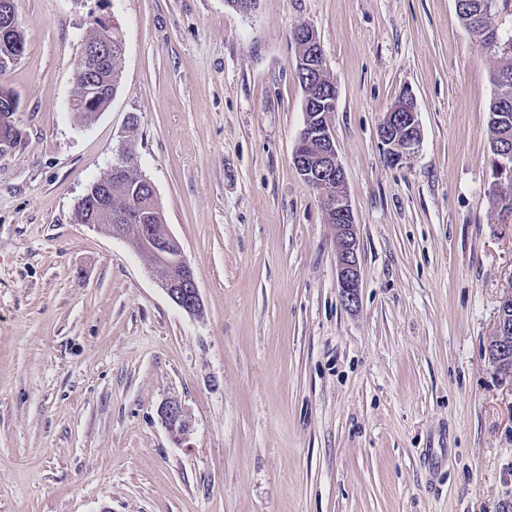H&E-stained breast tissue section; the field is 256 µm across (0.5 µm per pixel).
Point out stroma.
<instances>
[{"label":"stroma","mask_w":512,"mask_h":512,"mask_svg":"<svg viewBox=\"0 0 512 512\" xmlns=\"http://www.w3.org/2000/svg\"><path fill=\"white\" fill-rule=\"evenodd\" d=\"M18 144L0 155V512H512V383L485 356L512 290L490 166L495 57L454 0H15ZM123 43L108 108L71 112L93 18ZM317 33L357 224L335 231L292 154L293 31ZM422 139L386 162L402 91ZM132 141L203 311L148 256L77 223ZM181 398L176 444L157 408ZM450 449L438 466L428 463Z\"/></svg>","instance_id":"stroma-1"}]
</instances>
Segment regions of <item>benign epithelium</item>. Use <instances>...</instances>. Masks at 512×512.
<instances>
[{
  "label": "benign epithelium",
  "instance_id": "obj_1",
  "mask_svg": "<svg viewBox=\"0 0 512 512\" xmlns=\"http://www.w3.org/2000/svg\"><path fill=\"white\" fill-rule=\"evenodd\" d=\"M94 22L99 37L85 44L78 66L84 72L112 62V20L97 15ZM320 123L307 126L293 153L296 171L317 183L324 209L336 215V276L343 305L356 307L361 288V266L358 254L357 224L354 222L348 194L346 174L339 162L327 114L318 116ZM377 137L387 161L397 165L405 161L420 143L417 105L410 93L399 95L383 121L377 127ZM112 181L107 179L88 187L82 200L92 211V228L112 226V235L122 239L130 249L151 256L153 275L169 299L188 314L194 315L201 307V297L194 271L181 252L170 248L174 240L169 228L157 232L154 224L139 225V232L126 233V222L131 216L114 212L110 196ZM488 361L498 374L512 379V294L501 298L498 316L488 341ZM158 415L172 438L183 443L193 432V419L188 408L177 397L166 398L158 408Z\"/></svg>",
  "mask_w": 512,
  "mask_h": 512
}]
</instances>
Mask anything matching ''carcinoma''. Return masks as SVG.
<instances>
[{"instance_id": "cac0c4a2", "label": "carcinoma", "mask_w": 512, "mask_h": 512, "mask_svg": "<svg viewBox=\"0 0 512 512\" xmlns=\"http://www.w3.org/2000/svg\"><path fill=\"white\" fill-rule=\"evenodd\" d=\"M512 8V0H462L457 9L459 18L470 35L479 41L495 36L507 49L495 54L497 66L494 73L501 76L495 82L498 94L488 110L490 144L512 143V35L503 36L492 24V17ZM122 61V41L117 28H112V73H102L99 80L112 79V91H117ZM296 78L303 91L307 107L304 112L316 117L318 112L332 113L335 108L329 101L336 99V85L327 76L325 60L307 53L296 58ZM135 154H130L127 169L119 182L112 183L116 194L112 195V206L127 211L138 202L145 191L144 179L135 169Z\"/></svg>"}]
</instances>
